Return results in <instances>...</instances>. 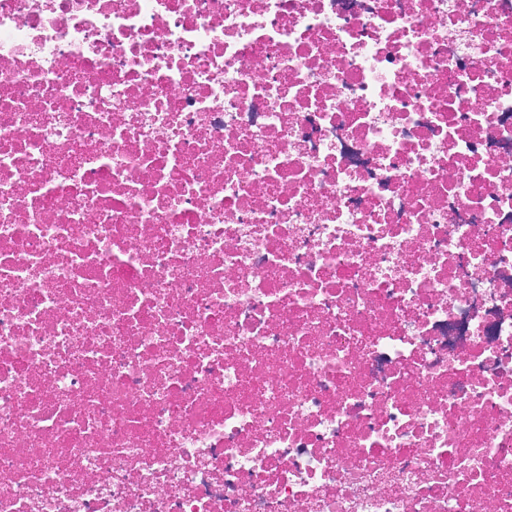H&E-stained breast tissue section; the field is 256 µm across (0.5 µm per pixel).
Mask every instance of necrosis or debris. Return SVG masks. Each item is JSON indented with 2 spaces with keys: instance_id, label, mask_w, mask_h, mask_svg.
<instances>
[{
  "instance_id": "obj_1",
  "label": "necrosis or debris",
  "mask_w": 512,
  "mask_h": 512,
  "mask_svg": "<svg viewBox=\"0 0 512 512\" xmlns=\"http://www.w3.org/2000/svg\"><path fill=\"white\" fill-rule=\"evenodd\" d=\"M0 512H512V0H0Z\"/></svg>"
}]
</instances>
